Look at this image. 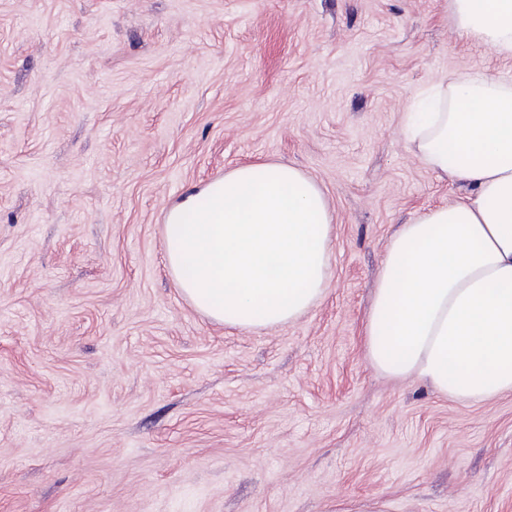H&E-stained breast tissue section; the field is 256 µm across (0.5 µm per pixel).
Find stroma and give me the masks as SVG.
<instances>
[{
  "instance_id": "35a3bbf8",
  "label": "stroma",
  "mask_w": 512,
  "mask_h": 512,
  "mask_svg": "<svg viewBox=\"0 0 512 512\" xmlns=\"http://www.w3.org/2000/svg\"><path fill=\"white\" fill-rule=\"evenodd\" d=\"M512 76L448 0H0V512H512V393L368 363L399 225L466 194L403 134ZM315 179L332 278L233 328L166 269V208L248 163Z\"/></svg>"
}]
</instances>
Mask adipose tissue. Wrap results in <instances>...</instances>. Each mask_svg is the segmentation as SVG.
<instances>
[{
	"label": "adipose tissue",
	"instance_id": "adipose-tissue-1",
	"mask_svg": "<svg viewBox=\"0 0 512 512\" xmlns=\"http://www.w3.org/2000/svg\"><path fill=\"white\" fill-rule=\"evenodd\" d=\"M459 37L512 56V0H448ZM417 155L469 192L390 238L364 325L378 373L481 402L512 393V80L482 71L419 93ZM332 215L319 184L277 163L241 165L166 211L167 270L215 322L296 321L332 275Z\"/></svg>",
	"mask_w": 512,
	"mask_h": 512
}]
</instances>
